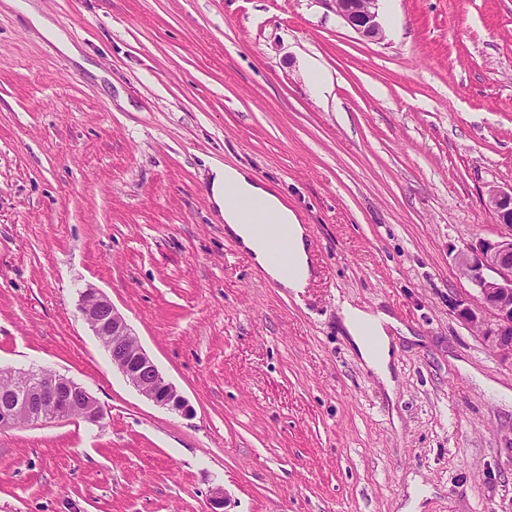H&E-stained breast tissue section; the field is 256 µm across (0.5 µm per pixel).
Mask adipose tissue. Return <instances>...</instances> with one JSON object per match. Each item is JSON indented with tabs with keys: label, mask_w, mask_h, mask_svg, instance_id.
<instances>
[{
	"label": "adipose tissue",
	"mask_w": 512,
	"mask_h": 512,
	"mask_svg": "<svg viewBox=\"0 0 512 512\" xmlns=\"http://www.w3.org/2000/svg\"><path fill=\"white\" fill-rule=\"evenodd\" d=\"M208 200L222 216L227 233L251 255L271 282L296 293L308 287L312 262L306 231L295 212L272 187L256 181L246 169L214 163L210 166ZM245 200L272 214L277 223L286 227L293 255L292 268H284L274 261L267 242L255 234L252 216L241 206ZM339 315L361 360L384 383H391L392 348L386 330L390 317L348 303L343 304Z\"/></svg>",
	"instance_id": "1"
}]
</instances>
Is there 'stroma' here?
Instances as JSON below:
<instances>
[{"label":"stroma","instance_id":"35a3bbf8","mask_svg":"<svg viewBox=\"0 0 512 512\" xmlns=\"http://www.w3.org/2000/svg\"><path fill=\"white\" fill-rule=\"evenodd\" d=\"M0 0V369L107 411L0 430V512H512V360L455 316L458 250L504 233L512 0H380L363 39L322 0ZM317 69L324 83L308 82ZM286 198L303 293L207 201L210 164ZM99 288L186 400L168 411L84 322ZM383 311L394 389L343 303ZM26 13L31 19L33 25L44 34L50 35L60 50L72 56L77 54V51L69 42L67 36L55 27L49 19L41 15L34 5H26Z\"/></svg>","mask_w":512,"mask_h":512}]
</instances>
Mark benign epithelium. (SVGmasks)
Masks as SVG:
<instances>
[{"instance_id": "obj_1", "label": "benign epithelium", "mask_w": 512, "mask_h": 512, "mask_svg": "<svg viewBox=\"0 0 512 512\" xmlns=\"http://www.w3.org/2000/svg\"><path fill=\"white\" fill-rule=\"evenodd\" d=\"M347 26L370 41L384 38L378 21V0H324ZM486 206L509 233L496 239L480 238L460 249L455 261L459 272L474 287L476 303H455L457 317L477 329L486 345L512 358V189L489 191ZM80 311L95 336L108 337L107 352L136 390L153 403L188 413V405L139 345L123 315L97 288L80 295ZM77 417L99 425L106 412L83 386L53 371L23 372L22 383L0 402V429L20 421L29 425Z\"/></svg>"}]
</instances>
